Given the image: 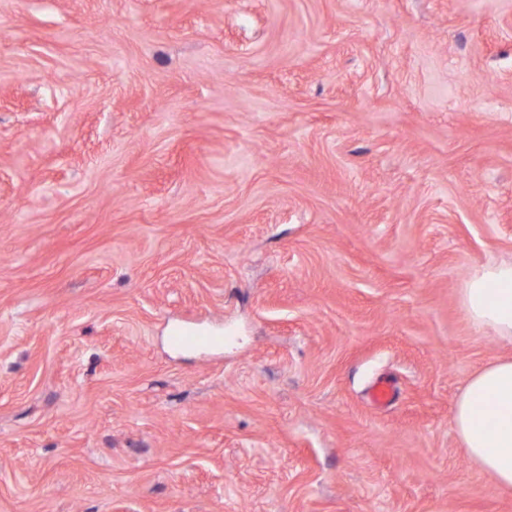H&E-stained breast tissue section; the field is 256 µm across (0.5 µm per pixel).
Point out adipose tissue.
Segmentation results:
<instances>
[{
  "mask_svg": "<svg viewBox=\"0 0 512 512\" xmlns=\"http://www.w3.org/2000/svg\"><path fill=\"white\" fill-rule=\"evenodd\" d=\"M459 297L473 325L512 346V260L478 268ZM452 421L466 455L500 489L512 491V355L470 376Z\"/></svg>",
  "mask_w": 512,
  "mask_h": 512,
  "instance_id": "adipose-tissue-1",
  "label": "adipose tissue"
}]
</instances>
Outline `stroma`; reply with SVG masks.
<instances>
[{"instance_id":"35a3bbf8","label":"stroma","mask_w":512,"mask_h":512,"mask_svg":"<svg viewBox=\"0 0 512 512\" xmlns=\"http://www.w3.org/2000/svg\"><path fill=\"white\" fill-rule=\"evenodd\" d=\"M491 260L512 0H0V512H512ZM459 297L473 325L489 329L499 342L512 346V260L478 268L460 288ZM220 336H209L192 329L179 328L172 331L171 341L178 347L206 348L219 345ZM452 421L466 455L512 491V355L470 376Z\"/></svg>"}]
</instances>
